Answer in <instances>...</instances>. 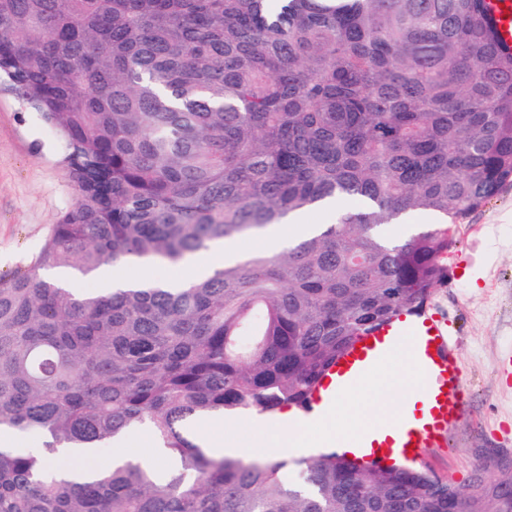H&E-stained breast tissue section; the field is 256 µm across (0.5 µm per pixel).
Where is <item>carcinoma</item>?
Listing matches in <instances>:
<instances>
[{
	"label": "carcinoma",
	"mask_w": 512,
	"mask_h": 512,
	"mask_svg": "<svg viewBox=\"0 0 512 512\" xmlns=\"http://www.w3.org/2000/svg\"><path fill=\"white\" fill-rule=\"evenodd\" d=\"M59 134L73 202L0 275V512H512V457L454 485L329 451L211 455L186 422L304 409L362 334L448 282L453 226L512 181V51L481 0H0V77ZM357 201L175 288H62L186 263ZM440 219L394 239L403 216ZM145 429L165 468L120 447ZM112 445L88 482L59 447ZM498 472L487 476L488 469Z\"/></svg>",
	"instance_id": "carcinoma-1"
}]
</instances>
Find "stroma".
<instances>
[{"mask_svg": "<svg viewBox=\"0 0 512 512\" xmlns=\"http://www.w3.org/2000/svg\"><path fill=\"white\" fill-rule=\"evenodd\" d=\"M72 200L58 133L0 84V274L36 257ZM448 269L426 309L455 323L466 408L443 447L423 449L420 467L460 484L489 454L512 455V182L456 225ZM258 424L266 438L296 434L292 456H312L302 440L313 434V419L300 411L290 419L250 413L217 426L194 421L190 431L238 441Z\"/></svg>", "mask_w": 512, "mask_h": 512, "instance_id": "1", "label": "stroma"}]
</instances>
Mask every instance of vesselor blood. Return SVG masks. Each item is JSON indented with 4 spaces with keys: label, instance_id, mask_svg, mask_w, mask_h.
<instances>
[{
    "label": "vessel or blood",
    "instance_id": "obj_1",
    "mask_svg": "<svg viewBox=\"0 0 512 512\" xmlns=\"http://www.w3.org/2000/svg\"><path fill=\"white\" fill-rule=\"evenodd\" d=\"M483 9L499 45L512 50V0H484ZM404 337L410 342L411 364L421 377L415 415L410 418L401 412L391 420L372 422L368 432L355 441L369 461L379 466L389 465L397 455L413 460L420 449L442 447L464 413L459 400L463 372L456 342L438 316H402L360 337L358 345L331 368L310 404L311 410H320L324 394L340 396L356 379L386 364Z\"/></svg>",
    "mask_w": 512,
    "mask_h": 512
}]
</instances>
